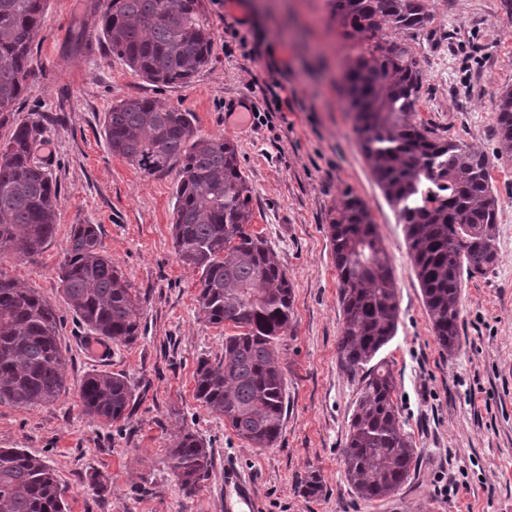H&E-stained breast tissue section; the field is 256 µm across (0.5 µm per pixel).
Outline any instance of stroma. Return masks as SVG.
Segmentation results:
<instances>
[{
  "label": "stroma",
  "mask_w": 512,
  "mask_h": 512,
  "mask_svg": "<svg viewBox=\"0 0 512 512\" xmlns=\"http://www.w3.org/2000/svg\"><path fill=\"white\" fill-rule=\"evenodd\" d=\"M203 0L214 36L212 57L191 83L152 84L98 38L105 0H48L32 45L35 74L0 122V141L17 123L39 122V153L57 182L56 231L31 261L7 256L0 271L35 288L59 314L66 390L30 409L0 403V448L43 459L67 512H225L224 468L234 465L254 488L256 512H512V158L496 153L493 103L512 87V0H429L419 31L392 37L412 49L424 85L412 118L484 153L499 202L498 263L465 280L461 345H438L410 265L403 226L361 154L341 96L348 43L329 20L328 0ZM250 17L245 58L226 29ZM281 81L296 96L286 118L238 125L228 100L262 103L252 80ZM147 97L194 113L204 135L237 149L255 192L253 231L261 233L293 283L294 322L279 345L286 412L274 447L255 451L194 396L200 359L224 355L231 326L206 323L196 302L199 275L178 259L172 240L173 177L145 174L112 154L103 119L112 104ZM371 208L398 280L399 323L381 356L396 377L405 432L419 450L410 480L393 496L364 500L344 476L342 448L357 382L337 364L339 283L330 222L344 191ZM76 224L98 225L102 246L140 298L142 325L131 344L96 339L69 308L58 268ZM97 371L123 375L137 401L128 421L85 415L78 399ZM203 438L212 466L185 495L168 462L180 430ZM321 481L310 497L308 476ZM448 483L441 495L437 486Z\"/></svg>",
  "instance_id": "1"
}]
</instances>
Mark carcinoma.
I'll return each mask as SVG.
<instances>
[{
  "label": "carcinoma",
  "mask_w": 512,
  "mask_h": 512,
  "mask_svg": "<svg viewBox=\"0 0 512 512\" xmlns=\"http://www.w3.org/2000/svg\"><path fill=\"white\" fill-rule=\"evenodd\" d=\"M47 0H0V113L33 75L31 49ZM330 20L350 43L342 96L370 173L403 224L412 271L439 346L460 347L464 279L498 262V198L488 158L410 120L423 87L411 49L388 31L423 28L428 0H330ZM99 37L129 68L164 86L185 85L209 63L213 32L202 0H106ZM497 153L512 158V88L494 102ZM112 153L147 175H174L172 236L179 260L198 271V309L212 325L232 324L224 358L202 360L195 397L257 450L278 441L286 378L278 345L293 327V285L277 255L251 229L254 189L234 145L203 135L191 112L130 97L104 118ZM43 130L21 122L0 143V256L33 260L55 233L60 196L52 172L37 161ZM342 312L337 358L360 382L342 450L344 474L364 500L397 492L419 456L403 431L397 382L384 347L398 329L397 280L367 203L345 192L330 224ZM59 280L76 318L92 333L130 344L140 336L141 308L128 281L102 249L96 224L72 227ZM54 305L0 272V403L33 408L65 388ZM83 412L107 422L131 417L136 396L120 374L83 381ZM185 494L209 473L203 440L183 431L169 449ZM63 491L46 463L20 448H0V512H66Z\"/></svg>",
  "instance_id": "cac0c4a2"
}]
</instances>
